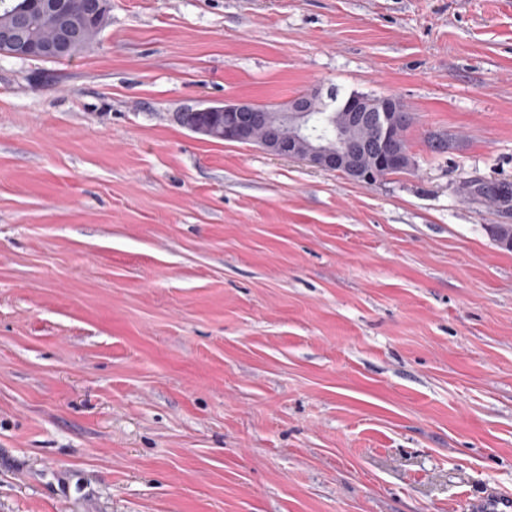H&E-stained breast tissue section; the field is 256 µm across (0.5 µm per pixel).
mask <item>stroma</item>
Returning <instances> with one entry per match:
<instances>
[{"label": "stroma", "instance_id": "1", "mask_svg": "<svg viewBox=\"0 0 512 512\" xmlns=\"http://www.w3.org/2000/svg\"><path fill=\"white\" fill-rule=\"evenodd\" d=\"M0 55V512H465L512 491V0H112ZM399 99L376 183L176 115ZM111 2V0H63L62 10L72 19L81 20L82 23L79 25V31L77 34L72 36L69 48L64 55L54 59L35 60L56 62L59 60L70 59L90 49L102 29L107 25L111 9L90 20L86 15V4L88 15L95 16L96 14L109 9L111 7ZM473 192L491 204L509 207L512 202V187L508 185H473Z\"/></svg>", "mask_w": 512, "mask_h": 512}]
</instances>
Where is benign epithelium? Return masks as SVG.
Returning a JSON list of instances; mask_svg holds the SVG:
<instances>
[{"mask_svg": "<svg viewBox=\"0 0 512 512\" xmlns=\"http://www.w3.org/2000/svg\"><path fill=\"white\" fill-rule=\"evenodd\" d=\"M65 36L66 32L63 31L54 41L32 48L25 37L22 17H16L10 26L0 29V43L19 48L13 56L23 59L31 57L32 49L44 55L54 54L60 49ZM316 95L317 91L312 90L292 98L286 118L278 124L270 123L253 103L242 100H226L202 107L200 111L224 113V140L228 142L257 143L271 155L305 160L315 167L340 172L358 182L372 183L378 173L401 165L399 156L383 150L388 137L396 134L403 122V116L394 107L392 98H385L382 109L375 112L370 111L363 100L356 96L338 104L332 122L336 139L343 144V148L335 150L322 138L307 131ZM361 124L374 127L378 137L364 142L350 139V130ZM257 127L263 128V134L259 137L252 134ZM367 152L378 154L379 166L375 171H367L360 165V157Z\"/></svg>", "mask_w": 512, "mask_h": 512, "instance_id": "benign-epithelium-1", "label": "benign epithelium"}]
</instances>
